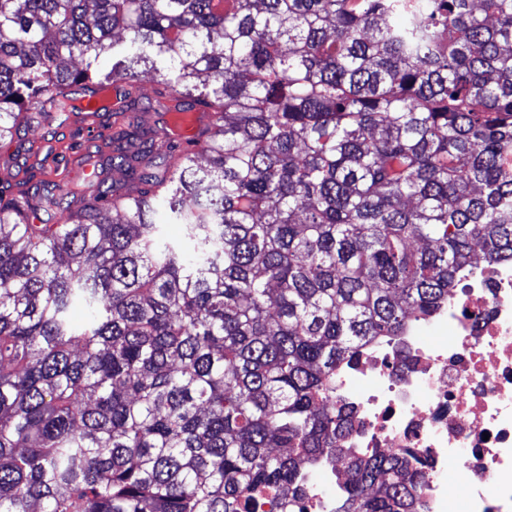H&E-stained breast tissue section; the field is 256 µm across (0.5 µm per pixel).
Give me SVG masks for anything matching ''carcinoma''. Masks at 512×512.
I'll use <instances>...</instances> for the list:
<instances>
[{"label":"carcinoma","mask_w":512,"mask_h":512,"mask_svg":"<svg viewBox=\"0 0 512 512\" xmlns=\"http://www.w3.org/2000/svg\"><path fill=\"white\" fill-rule=\"evenodd\" d=\"M103 115L119 180L0 166V512H292L323 454L336 512H417L324 400L512 261V0H0V140Z\"/></svg>","instance_id":"obj_1"}]
</instances>
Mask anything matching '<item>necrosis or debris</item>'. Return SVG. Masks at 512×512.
I'll list each match as a JSON object with an SVG mask.
<instances>
[{"instance_id":"obj_1","label":"necrosis or debris","mask_w":512,"mask_h":512,"mask_svg":"<svg viewBox=\"0 0 512 512\" xmlns=\"http://www.w3.org/2000/svg\"><path fill=\"white\" fill-rule=\"evenodd\" d=\"M460 283L342 369L329 400L356 411L347 447L415 455L418 512H512V263L472 266ZM345 494L335 464L316 462L295 512H334Z\"/></svg>"}]
</instances>
